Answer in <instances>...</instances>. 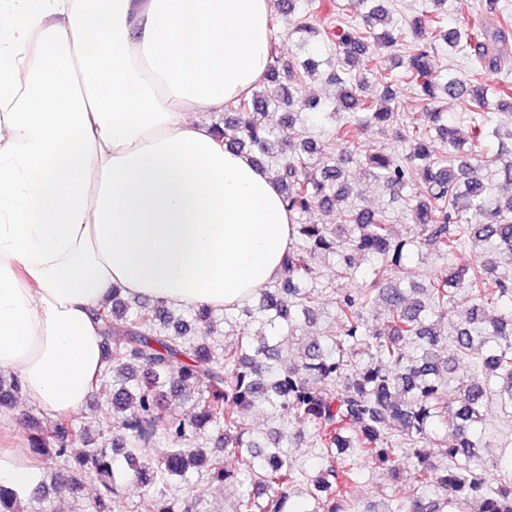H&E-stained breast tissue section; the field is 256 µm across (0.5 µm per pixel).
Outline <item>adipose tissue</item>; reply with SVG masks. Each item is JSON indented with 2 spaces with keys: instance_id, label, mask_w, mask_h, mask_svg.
Returning a JSON list of instances; mask_svg holds the SVG:
<instances>
[{
  "instance_id": "ef3b65f1",
  "label": "adipose tissue",
  "mask_w": 512,
  "mask_h": 512,
  "mask_svg": "<svg viewBox=\"0 0 512 512\" xmlns=\"http://www.w3.org/2000/svg\"><path fill=\"white\" fill-rule=\"evenodd\" d=\"M273 0H0V371L50 416L99 381L113 289L230 311L280 273L278 185L208 121L260 82ZM40 470L0 448V484Z\"/></svg>"
}]
</instances>
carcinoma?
<instances>
[{
    "mask_svg": "<svg viewBox=\"0 0 512 512\" xmlns=\"http://www.w3.org/2000/svg\"><path fill=\"white\" fill-rule=\"evenodd\" d=\"M403 26H393L385 0H354L362 22L344 12H323V2L274 0L269 21L298 14L296 31L321 27L336 47L328 78L336 96L326 116L335 120L339 152L320 147L301 116H317L321 103L305 94L326 50L299 45L304 57L273 48L263 89L239 99L213 123L230 150L258 156L257 165L277 182L292 220L293 240L281 274L258 289L224 320L230 331H214V311L189 308L190 317L112 289V307L101 310L104 375L112 376V401L100 424L120 433L119 445L86 448L74 455L69 443L85 439L70 416L33 422L27 441L50 481L33 498L43 500L58 485L97 483L93 512H129L131 485L159 495L157 512H181L176 489L193 469L224 485L234 512H512V440L486 461L493 438L482 407L496 394L512 408V66L508 36L512 11L486 4L495 19L448 27L446 0H432ZM466 60L470 75L438 76L432 67L438 42ZM400 53L395 73L372 56L371 44ZM487 74L498 79L490 86ZM379 87L360 94L365 80ZM407 86L427 106V123L399 131L400 156L369 155L365 174L401 191L416 169L419 183L402 198L413 213L418 235L399 238L380 211L349 207L341 223L316 224L312 215L354 195L346 163L360 152L359 127L397 123L394 103ZM467 104V132L438 106L445 98ZM278 112V124L269 121ZM489 169L491 180L472 175ZM478 242L491 250L473 266L428 269L425 283L410 292L386 281L414 248L423 244L445 258ZM373 261L372 278L360 286L349 250ZM319 256L336 259L335 278L322 280ZM466 283L471 305L465 319L447 331L441 324L454 311L453 287ZM335 295L334 336H308L294 363L280 362L277 333H294L313 320L325 293ZM466 365L453 408L448 375ZM21 393L17 376L0 373V407ZM197 408L181 416L174 401ZM251 411L286 417L281 428L263 434L245 422ZM311 448V462L288 452L292 441ZM162 443L152 455L142 447ZM234 457V467L224 458ZM386 470L395 479L410 475L412 492L369 509L351 494L363 468ZM301 486L306 508L296 510L287 492ZM17 493L0 485V512H20Z\"/></svg>",
    "mask_w": 512,
    "mask_h": 512,
    "instance_id": "carcinoma-1",
    "label": "carcinoma"
}]
</instances>
